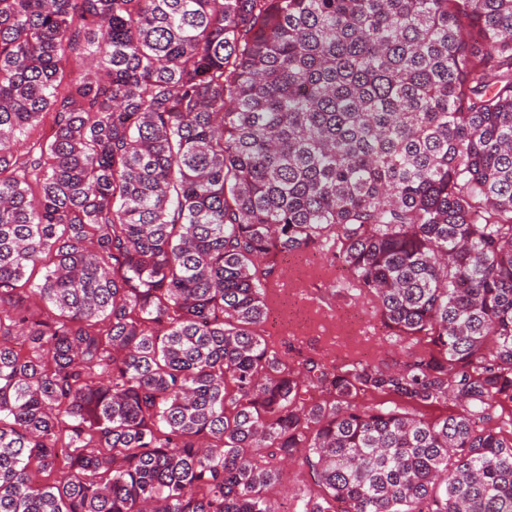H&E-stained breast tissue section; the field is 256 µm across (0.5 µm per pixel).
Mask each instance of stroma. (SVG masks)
Wrapping results in <instances>:
<instances>
[{"label":"stroma","instance_id":"35a3bbf8","mask_svg":"<svg viewBox=\"0 0 512 512\" xmlns=\"http://www.w3.org/2000/svg\"><path fill=\"white\" fill-rule=\"evenodd\" d=\"M337 262L309 248L279 260L281 290L263 325L288 359L315 355L330 364L368 359L391 364L404 351L381 325L374 305L337 288Z\"/></svg>","mask_w":512,"mask_h":512}]
</instances>
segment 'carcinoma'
<instances>
[{
    "label": "carcinoma",
    "instance_id": "obj_1",
    "mask_svg": "<svg viewBox=\"0 0 512 512\" xmlns=\"http://www.w3.org/2000/svg\"><path fill=\"white\" fill-rule=\"evenodd\" d=\"M0 512H512V0H0ZM339 263L329 254L308 248L279 258L281 285L276 304L269 305L263 329L291 361L317 355L328 364L368 359L393 364L405 352L387 336L374 305L354 301L336 288Z\"/></svg>",
    "mask_w": 512,
    "mask_h": 512
}]
</instances>
